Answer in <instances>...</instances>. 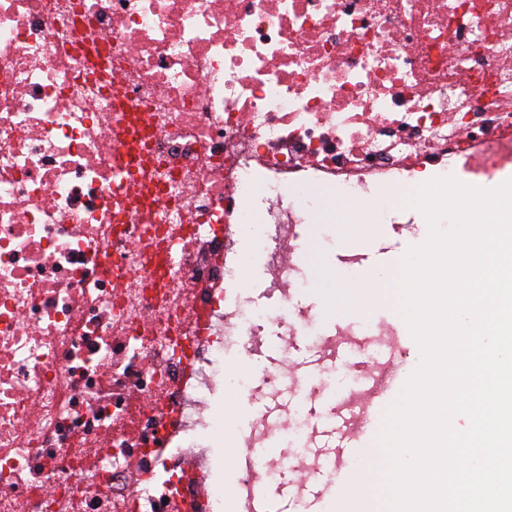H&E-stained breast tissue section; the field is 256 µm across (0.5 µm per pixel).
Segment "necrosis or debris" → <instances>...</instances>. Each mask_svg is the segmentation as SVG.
I'll use <instances>...</instances> for the list:
<instances>
[{"instance_id": "1", "label": "necrosis or debris", "mask_w": 512, "mask_h": 512, "mask_svg": "<svg viewBox=\"0 0 512 512\" xmlns=\"http://www.w3.org/2000/svg\"><path fill=\"white\" fill-rule=\"evenodd\" d=\"M506 171L512 0H0V512H217L180 462L262 319L245 225Z\"/></svg>"}]
</instances>
